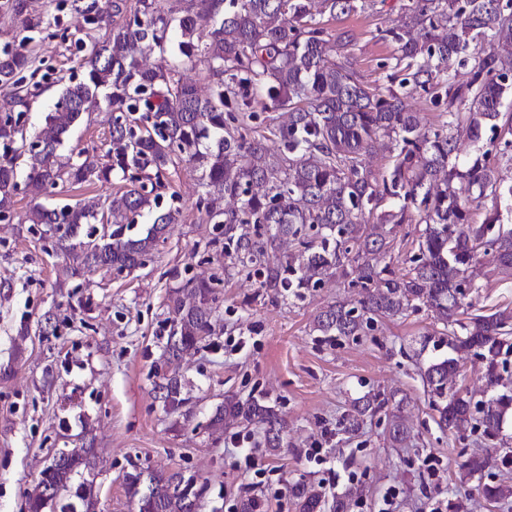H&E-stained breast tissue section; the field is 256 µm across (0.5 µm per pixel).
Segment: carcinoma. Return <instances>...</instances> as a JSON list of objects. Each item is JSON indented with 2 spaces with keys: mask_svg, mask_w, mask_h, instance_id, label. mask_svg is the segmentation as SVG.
I'll return each instance as SVG.
<instances>
[{
  "mask_svg": "<svg viewBox=\"0 0 512 512\" xmlns=\"http://www.w3.org/2000/svg\"><path fill=\"white\" fill-rule=\"evenodd\" d=\"M82 15L91 38L79 77H70L45 116V128L26 135L24 116L40 94L26 82L36 57L32 33L50 22L31 0H0L13 21L0 43V221L14 217L19 189L15 161L27 157L25 188L35 198L66 185L128 182L112 198L34 204L23 223L43 227L54 250L72 260L71 274L107 269L130 273L146 265L181 216L171 177L184 164L200 171L196 208L212 225L207 246L234 255L206 281L182 280L166 303L169 334L156 384L164 408L189 402L173 364L215 335L224 282L236 275L284 299H303L336 276L357 299L324 308L312 332L324 343L358 339L385 319L426 308L441 327L423 343L438 351L469 349L484 367L489 390L480 397L450 391L458 371L451 356L435 354L418 366L430 406L443 429L482 428L493 441L512 414V387L499 366L512 355V312L474 314L465 299L482 266L512 273V228L498 200L512 199V182L499 176V159L512 162V140L501 137V100L512 93V0H402L403 23L385 36L395 44L390 81L381 91L360 82L348 61L350 35L330 33L331 19L372 11L377 0H62ZM147 55L157 58L148 66ZM470 67L469 79L454 70ZM200 69L202 97L184 69ZM445 107L446 120L421 125L411 93ZM107 107L104 154H66L72 130ZM473 145L457 155L460 138ZM386 152L391 166L372 172L366 156ZM491 206L482 207L486 200ZM151 223L140 227L139 219ZM423 225L408 265L398 273L379 266L398 244L402 226ZM293 249L285 253L281 243ZM403 400L369 390L341 423L354 436L365 417L384 412L392 448L413 435ZM251 429L268 456L280 452L286 421L262 398L227 394L206 425L213 432ZM28 493V512H97V462L92 448L61 449ZM492 455L461 464L468 475L489 468ZM137 512H195L205 483L177 471L135 468L124 476ZM484 497L512 496V485L481 486ZM362 489L329 495L323 483L301 476L289 486L293 512H354Z\"/></svg>",
  "mask_w": 512,
  "mask_h": 512,
  "instance_id": "1",
  "label": "carcinoma"
}]
</instances>
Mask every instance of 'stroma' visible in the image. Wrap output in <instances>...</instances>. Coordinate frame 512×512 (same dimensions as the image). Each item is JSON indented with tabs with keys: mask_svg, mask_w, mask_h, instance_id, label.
Masks as SVG:
<instances>
[{
	"mask_svg": "<svg viewBox=\"0 0 512 512\" xmlns=\"http://www.w3.org/2000/svg\"><path fill=\"white\" fill-rule=\"evenodd\" d=\"M68 41L45 39L36 50L58 76L79 74L75 39L83 19L57 0H33ZM401 23L400 0H381L366 13L331 22L348 32L351 63L361 81L386 86L383 64L394 53L382 30ZM182 208L165 244L151 261L128 274L99 270L70 276L68 260L30 225L0 222V512H26L25 494L38 483L49 455L93 440L102 466L101 512H132L124 476L136 467L179 471L205 481L202 512H236L241 498L261 497L265 512H292L288 485L306 474L332 491L348 483L364 495L355 512H429L434 501L451 512H512V498L491 503L478 485L501 479L504 468L461 479L463 457L485 450L481 432L441 429L418 375L415 353L433 328L430 311L384 321L374 335L336 345L311 330L329 304L353 298L343 279L301 300L274 298L254 281L224 284L227 330L208 348L184 358L180 372L191 397L190 418L167 415L154 390L153 364L164 346L165 297L172 271L205 278L211 228L196 209L200 174L183 165L173 177ZM471 301L489 314L512 309V277L479 278ZM402 398L416 434L413 447H390L382 416L367 418L356 437L340 421L368 389ZM264 396L288 421L278 455L255 451L248 431L209 435L206 424L225 394ZM321 448L314 459L312 448Z\"/></svg>",
	"mask_w": 512,
	"mask_h": 512,
	"instance_id": "35a3bbf8",
	"label": "stroma"
}]
</instances>
